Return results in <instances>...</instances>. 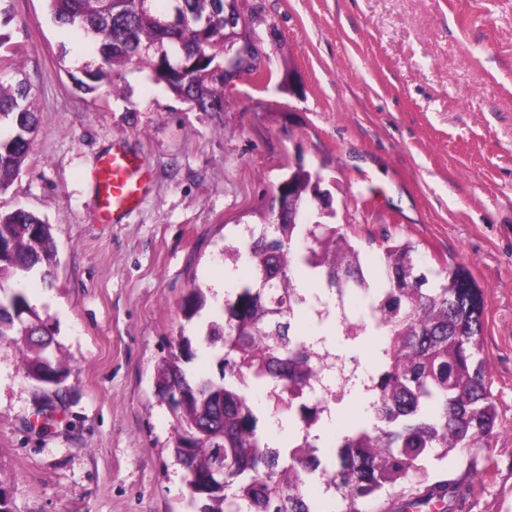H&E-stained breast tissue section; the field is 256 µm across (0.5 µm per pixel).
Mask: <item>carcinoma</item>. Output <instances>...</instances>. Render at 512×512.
Returning a JSON list of instances; mask_svg holds the SVG:
<instances>
[{
  "instance_id": "1",
  "label": "carcinoma",
  "mask_w": 512,
  "mask_h": 512,
  "mask_svg": "<svg viewBox=\"0 0 512 512\" xmlns=\"http://www.w3.org/2000/svg\"><path fill=\"white\" fill-rule=\"evenodd\" d=\"M54 22L91 36L102 66L88 71L93 83L102 67L113 71L144 63L153 80L202 112L223 111L224 42L232 40L224 14L234 0H163L160 13L138 0H47ZM182 20L173 21L174 13ZM23 80L0 83V193L19 175L32 148L38 116ZM319 176L300 164L277 191L296 206L293 220L270 209L265 224H247L236 246L224 252L247 273L224 298L220 320L207 324L222 382L190 379L183 364L191 340L180 335L164 357L156 386L162 395L178 389L171 405L174 454L185 470L189 503L196 512H225L231 498L247 512H315L308 481H324L337 497V512H372L390 491L406 507L439 506L450 512L460 486L429 472V459L489 447L497 406L487 385L482 352L483 293L471 271L448 262L424 266L419 244L385 241L371 255L340 225L308 222L316 209ZM56 264L49 224L24 208L0 213V341L23 354L26 379L60 381L49 349L52 333L27 298L32 273L47 280ZM304 274L325 291H337L366 307L332 320L323 335L340 346L374 347L372 370L350 393L368 398L361 424L339 436L332 459L315 457L311 439L288 453L269 455L260 429L266 418H294L293 393L313 376L312 330L294 327L297 313L316 294L302 287ZM192 289L181 311L192 321L206 306ZM224 449V483L213 480L216 449Z\"/></svg>"
}]
</instances>
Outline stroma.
<instances>
[{
  "label": "stroma",
  "instance_id": "35a3bbf8",
  "mask_svg": "<svg viewBox=\"0 0 512 512\" xmlns=\"http://www.w3.org/2000/svg\"><path fill=\"white\" fill-rule=\"evenodd\" d=\"M260 74L202 112L144 65L108 73L46 0H0V82L23 78L40 118L0 212L44 218L57 252L28 301L54 334L60 385L24 378L0 343V494L12 512H192L156 388L178 331L188 373L219 379L204 341L223 304L224 244L258 224L296 162L321 178L320 217L377 251L418 243L483 290V355L498 409L490 448L438 465L455 512H512V0H236ZM145 161L148 192L119 224L96 219L93 172L112 145ZM207 304L185 323L190 289Z\"/></svg>",
  "mask_w": 512,
  "mask_h": 512
}]
</instances>
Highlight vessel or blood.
Returning a JSON list of instances; mask_svg holds the SVG:
<instances>
[{
    "label": "vessel or blood",
    "instance_id": "vessel-or-blood-1",
    "mask_svg": "<svg viewBox=\"0 0 512 512\" xmlns=\"http://www.w3.org/2000/svg\"><path fill=\"white\" fill-rule=\"evenodd\" d=\"M148 185V168L142 159L126 146H113L101 156L97 170L99 221L120 223L135 210Z\"/></svg>",
    "mask_w": 512,
    "mask_h": 512
}]
</instances>
